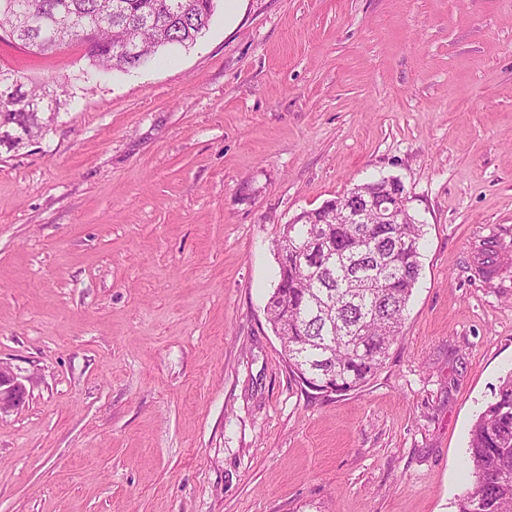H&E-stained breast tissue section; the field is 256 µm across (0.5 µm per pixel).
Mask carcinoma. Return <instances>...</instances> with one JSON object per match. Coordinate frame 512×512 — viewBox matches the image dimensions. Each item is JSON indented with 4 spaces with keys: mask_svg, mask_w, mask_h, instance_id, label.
Instances as JSON below:
<instances>
[{
    "mask_svg": "<svg viewBox=\"0 0 512 512\" xmlns=\"http://www.w3.org/2000/svg\"><path fill=\"white\" fill-rule=\"evenodd\" d=\"M30 0H0V40L45 55L83 44L82 24L96 33V50L85 52L89 80L114 71L141 68L159 50L189 48L209 29L215 0H39L38 15L19 25L15 14ZM43 97L9 70L0 69V129L18 142L42 129ZM396 179H379L362 188L380 195L399 192ZM320 207L291 224L280 247L288 264H279L282 294L266 304L268 321L280 338L291 372L325 395L362 386L381 368L397 340L408 301L418 283L422 225L409 211L400 224H381L365 246L366 225L329 224ZM466 466L472 485L458 496L456 512H512V373L469 431Z\"/></svg>",
    "mask_w": 512,
    "mask_h": 512,
    "instance_id": "obj_1",
    "label": "carcinoma"
}]
</instances>
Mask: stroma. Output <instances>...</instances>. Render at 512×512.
Returning a JSON list of instances; mask_svg holds the SVG:
<instances>
[{
    "instance_id": "1",
    "label": "stroma",
    "mask_w": 512,
    "mask_h": 512,
    "mask_svg": "<svg viewBox=\"0 0 512 512\" xmlns=\"http://www.w3.org/2000/svg\"><path fill=\"white\" fill-rule=\"evenodd\" d=\"M0 146V512H454L512 373V0H217L205 36ZM398 179L421 275L383 368L325 396L266 303L284 224ZM499 255L485 265L481 246ZM25 398V385L10 366L0 362V416L18 410Z\"/></svg>"
}]
</instances>
